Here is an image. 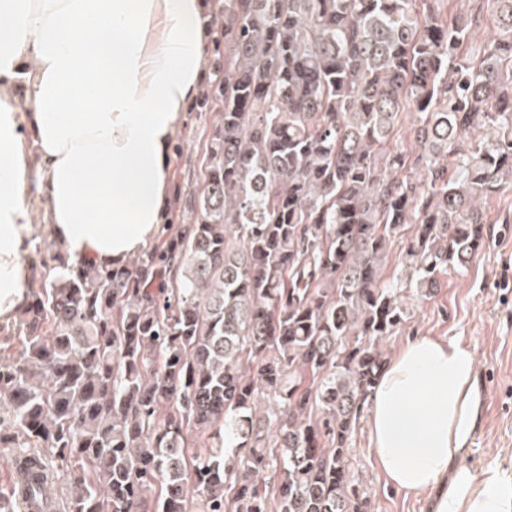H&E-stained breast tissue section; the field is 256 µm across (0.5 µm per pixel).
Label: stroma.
<instances>
[{
	"label": "stroma",
	"mask_w": 512,
	"mask_h": 512,
	"mask_svg": "<svg viewBox=\"0 0 512 512\" xmlns=\"http://www.w3.org/2000/svg\"><path fill=\"white\" fill-rule=\"evenodd\" d=\"M210 124L208 113L187 105L170 145L171 199H178L197 172L200 137ZM485 239L467 269L442 277L437 295L415 304L411 318L384 341L390 355L416 336L454 338L470 349L481 404L461 463L479 479L490 469L512 477V191L491 201ZM351 457L374 512H426V495L387 484L371 453L366 422L358 424Z\"/></svg>",
	"instance_id": "1"
}]
</instances>
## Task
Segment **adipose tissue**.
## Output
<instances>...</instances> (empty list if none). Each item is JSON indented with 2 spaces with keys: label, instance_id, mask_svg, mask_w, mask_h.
I'll return each instance as SVG.
<instances>
[{
  "label": "adipose tissue",
  "instance_id": "1",
  "mask_svg": "<svg viewBox=\"0 0 512 512\" xmlns=\"http://www.w3.org/2000/svg\"><path fill=\"white\" fill-rule=\"evenodd\" d=\"M206 10V0H0V323L29 276L27 140L70 256L121 262L156 237L169 145L201 77ZM23 68L20 113L7 91ZM473 374L460 342L418 336L369 398L377 465L397 489L430 494V512H512V481H479L457 463L478 419Z\"/></svg>",
  "mask_w": 512,
  "mask_h": 512
}]
</instances>
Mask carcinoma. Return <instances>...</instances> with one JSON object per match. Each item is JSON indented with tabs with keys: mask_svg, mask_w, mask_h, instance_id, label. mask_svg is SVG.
I'll return each instance as SVG.
<instances>
[{
	"mask_svg": "<svg viewBox=\"0 0 512 512\" xmlns=\"http://www.w3.org/2000/svg\"><path fill=\"white\" fill-rule=\"evenodd\" d=\"M214 2L201 175L121 264L36 246L0 443L63 512H371L383 342L512 191V0Z\"/></svg>",
	"mask_w": 512,
	"mask_h": 512,
	"instance_id": "carcinoma-1",
	"label": "carcinoma"
}]
</instances>
